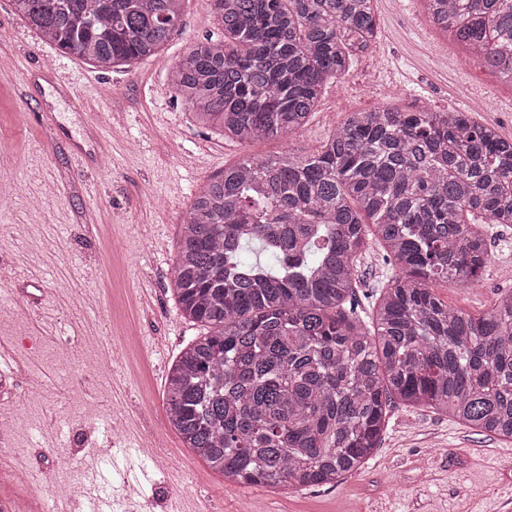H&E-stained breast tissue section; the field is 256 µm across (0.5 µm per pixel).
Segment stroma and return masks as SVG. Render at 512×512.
Returning <instances> with one entry per match:
<instances>
[{"label":"stroma","instance_id":"stroma-1","mask_svg":"<svg viewBox=\"0 0 512 512\" xmlns=\"http://www.w3.org/2000/svg\"><path fill=\"white\" fill-rule=\"evenodd\" d=\"M376 34L348 73L329 80L293 149L316 150L349 113L421 96L435 110H468L512 140V85L459 57L419 0H375ZM0 310H14L7 343L30 376L18 381L16 424L0 455L32 463L29 484L0 471V493L47 504L54 479L82 478L84 451L102 443L104 413L125 418L133 440L164 448L165 466L131 453L141 502L168 512L174 499L211 512H512V444L429 409L394 407L379 448L337 485L303 491L225 484L185 448L166 412V376L199 326L170 291L183 217L193 195L247 155L268 156L276 137L242 144L196 121L169 72L191 44L218 35L209 0H187L163 49L126 71H103L40 40L0 0ZM455 55L456 64L439 68ZM475 91L464 100L455 90ZM480 287L435 282L465 313L512 291V226H497ZM43 293L23 305L33 284ZM109 352V379L81 370Z\"/></svg>","mask_w":512,"mask_h":512}]
</instances>
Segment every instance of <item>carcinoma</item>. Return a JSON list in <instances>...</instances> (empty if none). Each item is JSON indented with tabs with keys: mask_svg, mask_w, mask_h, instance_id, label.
I'll use <instances>...</instances> for the list:
<instances>
[{
	"mask_svg": "<svg viewBox=\"0 0 512 512\" xmlns=\"http://www.w3.org/2000/svg\"><path fill=\"white\" fill-rule=\"evenodd\" d=\"M64 54L103 70L155 56L185 0H11ZM432 25L512 83V0H422ZM217 38L170 84L239 143L290 141L324 83L374 35V0H210ZM512 224V140L466 112H353L316 151L246 156L194 196L170 290L207 332L167 375L169 422L238 485H334L380 447L389 410L431 409L512 443V293L480 314L430 285L480 282L488 232ZM258 242L277 268L247 265ZM400 270L362 307L358 264Z\"/></svg>",
	"mask_w": 512,
	"mask_h": 512,
	"instance_id": "obj_1",
	"label": "carcinoma"
}]
</instances>
